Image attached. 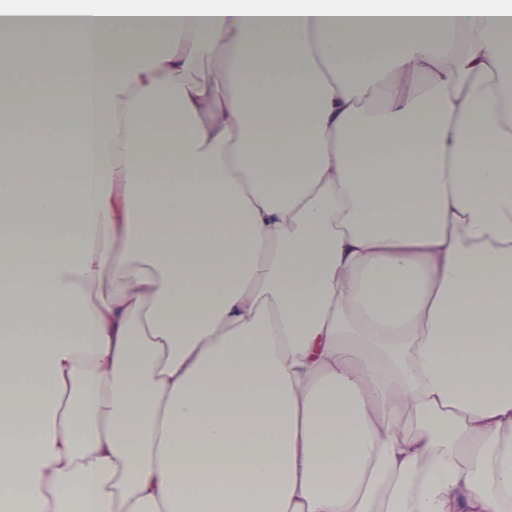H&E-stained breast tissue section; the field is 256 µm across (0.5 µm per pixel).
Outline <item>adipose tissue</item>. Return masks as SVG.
I'll use <instances>...</instances> for the list:
<instances>
[{
  "label": "adipose tissue",
  "instance_id": "adipose-tissue-1",
  "mask_svg": "<svg viewBox=\"0 0 512 512\" xmlns=\"http://www.w3.org/2000/svg\"><path fill=\"white\" fill-rule=\"evenodd\" d=\"M1 15L0 512H512V0ZM224 70V52L222 49L203 54L197 60L194 69L187 77L194 81H205L216 72ZM69 76H71V74L62 69L51 70L43 76L33 75L27 71H21L17 75L16 87L18 90L35 92L39 84L48 82L56 77L65 78Z\"/></svg>",
  "mask_w": 512,
  "mask_h": 512
}]
</instances>
